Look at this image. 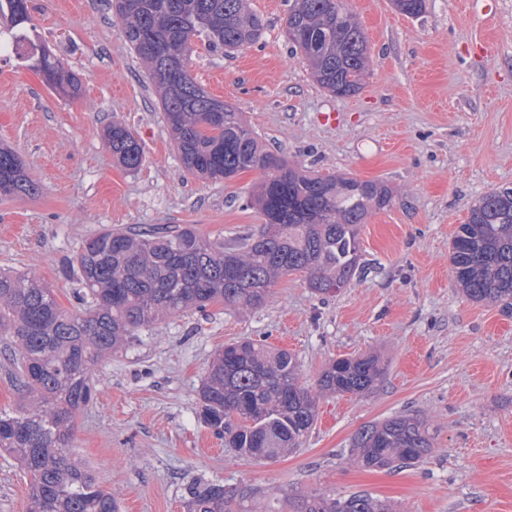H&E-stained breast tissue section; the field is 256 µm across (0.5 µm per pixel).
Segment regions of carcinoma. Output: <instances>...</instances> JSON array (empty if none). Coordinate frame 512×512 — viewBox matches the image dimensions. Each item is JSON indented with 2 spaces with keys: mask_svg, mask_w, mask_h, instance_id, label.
<instances>
[{
  "mask_svg": "<svg viewBox=\"0 0 512 512\" xmlns=\"http://www.w3.org/2000/svg\"><path fill=\"white\" fill-rule=\"evenodd\" d=\"M418 17L426 0H393ZM112 15L160 97L167 131L184 168L219 182L243 171L261 175L251 205L263 217L235 247L201 237L190 225L153 230L104 227L77 256L81 312L56 301L35 274L0 272V338L19 360L23 402L0 409V452L29 476L26 512H120L119 498L97 483L72 446L76 419L96 396L99 362L141 328L222 301L262 306L276 281L300 273L317 293L349 286L360 274L359 227L389 207L381 181L322 175L292 165L263 145L242 113L212 97L191 75L195 41L231 54L259 42L265 24L250 0H112ZM0 25L12 53L47 84L76 96L82 80L40 42L28 0H0ZM284 36L314 82L338 97L358 93L371 64L368 40L344 0H288ZM112 156L138 169L144 150L125 124L104 130ZM37 184L18 154L0 145V195L27 196ZM450 263L455 283L476 303L512 307V187L482 196L458 226ZM386 372L377 354L330 361L316 387L300 380L296 356L251 339L224 344L198 393L201 421L239 458L274 460L301 446L318 416L322 394L361 397ZM433 436L416 415L362 426L349 459L366 468L418 464ZM257 491L197 480L186 488L189 512H251ZM292 512H392L366 493L321 490L290 503Z\"/></svg>",
  "mask_w": 512,
  "mask_h": 512,
  "instance_id": "cac0c4a2",
  "label": "carcinoma"
}]
</instances>
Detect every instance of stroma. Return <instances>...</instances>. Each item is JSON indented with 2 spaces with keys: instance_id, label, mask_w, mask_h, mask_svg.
<instances>
[{
  "instance_id": "1",
  "label": "stroma",
  "mask_w": 512,
  "mask_h": 512,
  "mask_svg": "<svg viewBox=\"0 0 512 512\" xmlns=\"http://www.w3.org/2000/svg\"><path fill=\"white\" fill-rule=\"evenodd\" d=\"M467 2L426 0L408 17L392 0H346L372 66L344 98L312 80L284 37L288 0H251L266 23L251 47L227 56L196 42L195 80L288 162L380 180L397 197L361 226L366 272L349 286L317 294L300 275L284 277L257 309L218 302L171 317L97 366V398L80 413L73 445L122 512H187L193 479L253 487L280 512L316 489L368 493L396 512H512V311L468 300L449 260L471 207L512 186V0H498L490 28ZM30 7L42 44L83 89L76 98L54 91L0 53V144L38 185L36 196L0 198V269L34 273L73 311L76 256L102 227L189 224L228 247L258 230L249 200L259 173L214 183L186 171L110 0ZM115 120L143 146L138 171L117 164L104 142ZM243 338L293 352L309 385L329 360L369 351L383 356L386 374L365 397L321 398L296 452L239 459L200 421L196 399L214 353ZM404 413L434 436L420 463L386 471L347 460L362 425ZM27 494L20 465L0 454V512H25Z\"/></svg>"
}]
</instances>
